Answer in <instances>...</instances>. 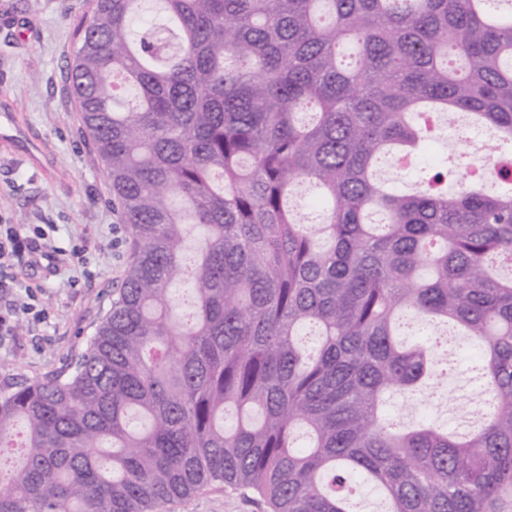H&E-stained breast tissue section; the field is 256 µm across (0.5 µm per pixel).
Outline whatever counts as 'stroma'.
<instances>
[{"label": "stroma", "instance_id": "1", "mask_svg": "<svg viewBox=\"0 0 512 512\" xmlns=\"http://www.w3.org/2000/svg\"><path fill=\"white\" fill-rule=\"evenodd\" d=\"M93 0H0V225H19L22 262L0 269V383L60 371L83 349L124 280L127 226L86 158L65 72ZM81 258L70 255L72 247ZM166 512H267L212 487Z\"/></svg>", "mask_w": 512, "mask_h": 512}]
</instances>
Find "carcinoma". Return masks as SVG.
Masks as SVG:
<instances>
[{"label":"carcinoma","mask_w":512,"mask_h":512,"mask_svg":"<svg viewBox=\"0 0 512 512\" xmlns=\"http://www.w3.org/2000/svg\"><path fill=\"white\" fill-rule=\"evenodd\" d=\"M143 2L94 0L66 72L128 268L71 371L0 385V512H512V0ZM458 112L494 143L450 186ZM406 316L471 342L477 428L390 415L456 372ZM450 120L451 123L448 127V147L441 143L437 144L435 147V151L440 157H446L447 154L448 156H451V158L454 156L455 150H453L454 147L452 145L456 137V129L468 128L472 145L476 147L481 146L484 141L492 137L491 133L485 128L475 129L469 127L470 124L466 116L462 113L451 116ZM256 496L243 495L226 487H212L195 494L164 512H268Z\"/></svg>","instance_id":"obj_1"}]
</instances>
